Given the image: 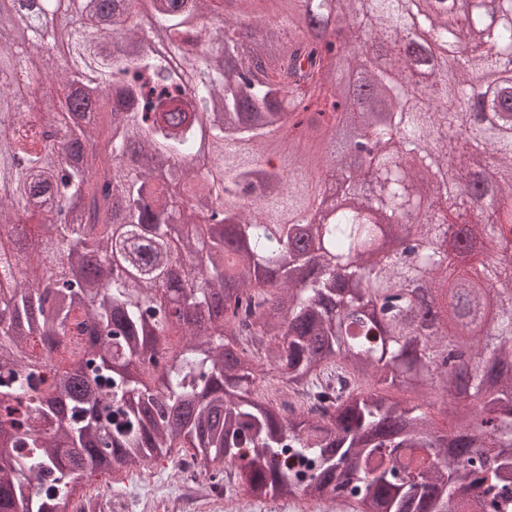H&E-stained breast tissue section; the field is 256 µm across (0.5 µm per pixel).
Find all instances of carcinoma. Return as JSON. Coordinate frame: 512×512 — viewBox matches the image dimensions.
Listing matches in <instances>:
<instances>
[{
	"instance_id": "cac0c4a2",
	"label": "carcinoma",
	"mask_w": 512,
	"mask_h": 512,
	"mask_svg": "<svg viewBox=\"0 0 512 512\" xmlns=\"http://www.w3.org/2000/svg\"><path fill=\"white\" fill-rule=\"evenodd\" d=\"M253 2L0 6V512H85V477L173 454L217 493L512 512V0ZM303 112L360 205L281 224L317 192L272 162ZM340 127L382 155L369 195ZM44 7L42 20L50 25H63L78 21L80 15L75 11V3L71 0H48Z\"/></svg>"
}]
</instances>
